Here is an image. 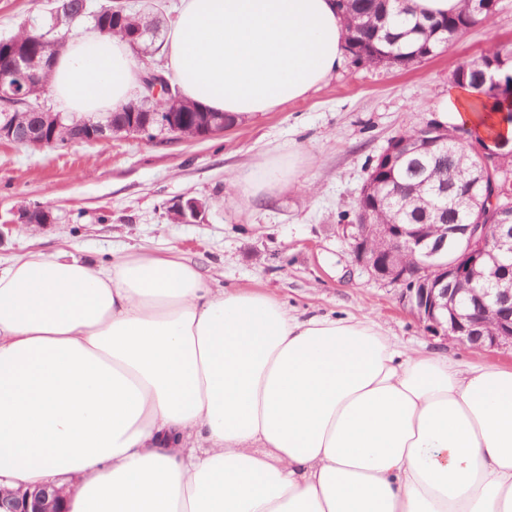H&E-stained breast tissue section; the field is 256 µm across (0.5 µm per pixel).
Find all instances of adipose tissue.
<instances>
[{"mask_svg": "<svg viewBox=\"0 0 512 512\" xmlns=\"http://www.w3.org/2000/svg\"><path fill=\"white\" fill-rule=\"evenodd\" d=\"M162 50L185 99L238 119L306 97L344 32L336 0H180ZM50 85L76 116L120 112L140 68L92 30ZM437 118L512 140L468 86ZM294 170L266 160L237 184ZM71 481L66 512H512V371L210 287L176 254L33 253L0 268V488Z\"/></svg>", "mask_w": 512, "mask_h": 512, "instance_id": "ef3b65f1", "label": "adipose tissue"}]
</instances>
